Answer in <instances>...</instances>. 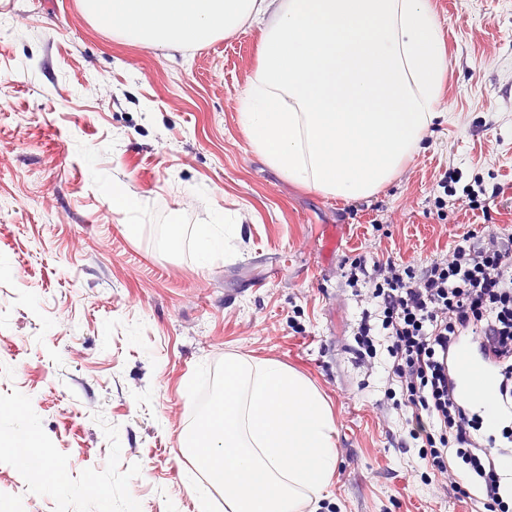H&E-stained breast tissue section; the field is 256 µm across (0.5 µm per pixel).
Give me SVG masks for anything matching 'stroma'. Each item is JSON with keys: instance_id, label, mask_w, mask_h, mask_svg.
<instances>
[{"instance_id": "obj_1", "label": "stroma", "mask_w": 512, "mask_h": 512, "mask_svg": "<svg viewBox=\"0 0 512 512\" xmlns=\"http://www.w3.org/2000/svg\"><path fill=\"white\" fill-rule=\"evenodd\" d=\"M432 6L447 117L384 190L345 202L252 152L239 107L257 30L170 48L94 24L81 0H0V503L224 512L220 487L200 509L185 457L225 355L239 354L296 370L331 406L337 477L326 507L304 512H471L433 497L399 416L374 419L383 371L352 349L359 310L339 271L446 253L462 227L454 202L435 204L451 164L462 184L502 188L465 224L512 233V0ZM219 215L237 230L198 264L194 233ZM22 432L64 483L15 465Z\"/></svg>"}]
</instances>
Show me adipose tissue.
I'll return each instance as SVG.
<instances>
[{
  "label": "adipose tissue",
  "mask_w": 512,
  "mask_h": 512,
  "mask_svg": "<svg viewBox=\"0 0 512 512\" xmlns=\"http://www.w3.org/2000/svg\"><path fill=\"white\" fill-rule=\"evenodd\" d=\"M119 36L174 47L259 27L240 103L253 151L281 177L344 201L376 195L441 114L448 56L431 0H82ZM188 473L207 470L227 512H301L336 478L330 406L272 359L230 355Z\"/></svg>",
  "instance_id": "1"
}]
</instances>
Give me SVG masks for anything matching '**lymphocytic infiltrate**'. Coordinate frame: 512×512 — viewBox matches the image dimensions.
Here are the masks:
<instances>
[{"label": "lymphocytic infiltrate", "instance_id": "obj_1", "mask_svg": "<svg viewBox=\"0 0 512 512\" xmlns=\"http://www.w3.org/2000/svg\"><path fill=\"white\" fill-rule=\"evenodd\" d=\"M343 276L362 306L353 331L359 360L384 354L391 409L403 411L409 437L430 470L434 496L477 492L485 512H512L502 493L501 455L485 445L481 421L448 380V352L464 336L501 358L497 410L509 417L500 437L512 447V235H459L419 269L394 259H354Z\"/></svg>", "mask_w": 512, "mask_h": 512}]
</instances>
